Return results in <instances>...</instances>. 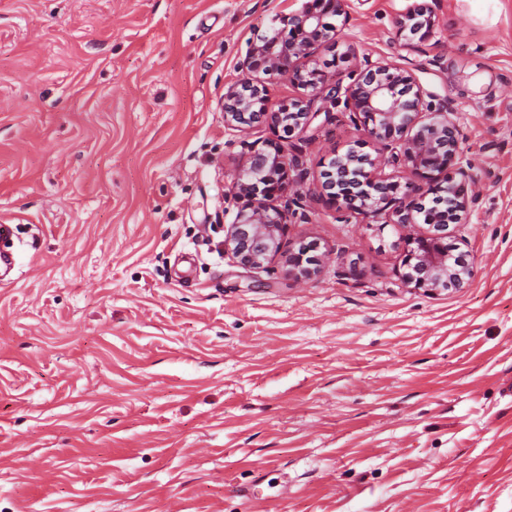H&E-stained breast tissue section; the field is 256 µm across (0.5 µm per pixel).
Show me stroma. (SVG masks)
Returning a JSON list of instances; mask_svg holds the SVG:
<instances>
[{"mask_svg": "<svg viewBox=\"0 0 512 512\" xmlns=\"http://www.w3.org/2000/svg\"><path fill=\"white\" fill-rule=\"evenodd\" d=\"M348 0L337 45L457 110L472 276L403 279L406 231L322 200L373 147L343 107L224 123L249 43L303 0H0V512H512V0ZM278 143L280 253L224 249L229 193ZM313 246L314 275L285 257ZM254 490L253 501L241 488ZM431 13L432 11L425 4H417L395 21L397 34L400 37L403 36L406 40H411L412 37L425 29L419 39L429 37L435 26V18Z\"/></svg>", "mask_w": 512, "mask_h": 512, "instance_id": "1", "label": "stroma"}]
</instances>
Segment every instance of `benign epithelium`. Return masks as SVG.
Listing matches in <instances>:
<instances>
[{
    "instance_id": "1",
    "label": "benign epithelium",
    "mask_w": 512,
    "mask_h": 512,
    "mask_svg": "<svg viewBox=\"0 0 512 512\" xmlns=\"http://www.w3.org/2000/svg\"><path fill=\"white\" fill-rule=\"evenodd\" d=\"M347 15L346 0H309L301 10L280 17V27L271 37L249 44L241 66L268 80L230 85L224 93V124L233 127L265 124L291 132L307 125L310 115L321 111L315 104L343 106L352 113L379 145L375 155L363 154L369 166L363 171L369 189L361 191L351 180L353 155L337 156L333 168L324 171L322 196L342 202L345 209L364 219L386 215L389 223L410 228L405 265L411 272L408 283L426 291L463 287L471 277L468 264L452 262L448 254V225L429 224L417 229L423 204L409 199L410 184L382 174L390 165L403 166L425 180L424 194L454 197V206L465 211L473 200L468 169L459 162V129L456 109L442 99L434 102L411 70L368 57L348 73L347 85L331 84L313 58L315 50L336 44L339 33L329 18ZM435 18L424 4H418L395 21L397 34L409 40L433 33ZM285 78L308 92V97L271 102L268 81ZM308 176L298 157H288L275 146L254 153L249 166L236 177L230 193L247 204L227 229L224 249L245 268L263 266L277 252V237L286 225L288 205L282 199L289 185H304ZM309 248L288 256V274L305 278L315 272L317 258Z\"/></svg>"
}]
</instances>
